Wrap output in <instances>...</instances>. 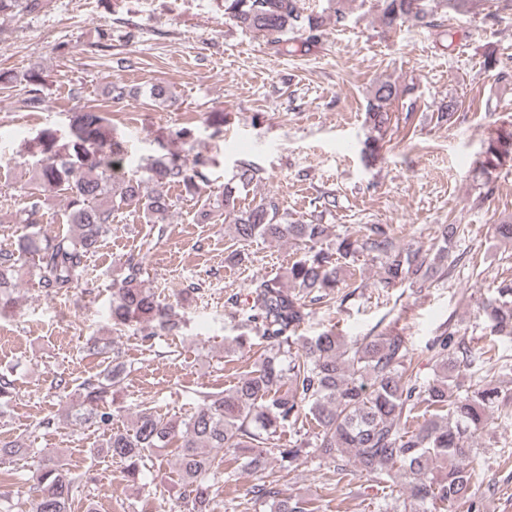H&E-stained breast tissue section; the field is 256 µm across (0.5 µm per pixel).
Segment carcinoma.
<instances>
[{
  "mask_svg": "<svg viewBox=\"0 0 512 512\" xmlns=\"http://www.w3.org/2000/svg\"><path fill=\"white\" fill-rule=\"evenodd\" d=\"M430 0H377L383 21H415L436 26ZM460 15L475 11L480 0H443ZM224 17L238 27L283 42L285 34L307 42L323 38L322 17L307 12L303 0H221ZM42 0H0V14H33ZM20 80L29 87L25 105L40 111L44 76L29 70L17 77L0 72V85ZM414 87L385 81L377 85L366 105V119L375 137L363 141L365 160L377 156L378 137L390 121L387 103L412 94ZM175 98L171 86L156 83L149 99L158 105ZM163 154L120 178L126 147L99 103H84L62 136L52 127L41 129L27 143L38 168L28 182L29 206L18 218L24 231L9 246L0 247V311L14 304L13 291L26 277H36L48 292L64 296L88 284V260L112 234V214L120 209L142 213L146 223L158 227L174 207L173 186L196 194L211 184L207 159L175 152ZM512 164V122L489 129L476 171L489 177ZM262 179L261 170L242 163L224 190L203 204V214L224 219L236 242L261 238L269 242L293 240L300 256L284 273L256 277L245 295L232 293L225 305L242 312L244 322L261 332L267 348L250 370L222 391H201L193 411L185 418L168 417L144 408L130 426L105 439L106 457L123 465L132 481L154 466L157 451L173 455L179 466L180 512H219L220 484L235 476L232 463L245 471L277 467L291 469L301 457L313 455L333 467L341 481L352 463L390 501V512H476L472 459L474 438L494 412L508 418L506 396L490 379L491 368L472 353L463 338L448 328L427 347L435 364L434 377L420 380L411 369L412 350L400 334L365 336L347 341L325 332L300 347L291 337L315 305L334 299L345 302L359 286L346 283L345 268L367 256L379 262L377 287L387 292L407 285L428 288L448 275V253L461 225L437 229L439 246L432 255L401 246L387 225L364 224L360 229L325 243V224H295L274 196H266L245 210L239 194ZM62 191L66 197V232L48 234L42 227L43 199ZM318 214L336 208V194L324 190L310 199ZM480 310L491 335L512 336V282L502 281L483 298ZM110 315L114 330L140 323H155L172 331V305L161 299L144 278L143 258L131 254L120 279L112 283ZM469 372L470 385L461 389L460 370ZM123 378L112 369L84 379L77 388L59 379L55 389L63 397L74 393L75 423L94 420L112 424V409ZM424 402L434 414L412 427L417 404ZM311 418L318 431L309 433ZM294 439L280 443V432ZM20 455L39 458L32 512H72L85 488L86 472L30 448L19 438L0 446L3 459ZM253 502L267 512H316L311 501L293 498L279 480H263L249 489Z\"/></svg>",
  "mask_w": 512,
  "mask_h": 512,
  "instance_id": "obj_1",
  "label": "carcinoma"
}]
</instances>
